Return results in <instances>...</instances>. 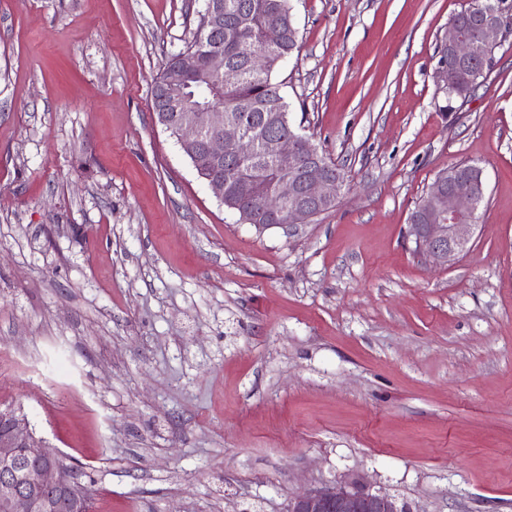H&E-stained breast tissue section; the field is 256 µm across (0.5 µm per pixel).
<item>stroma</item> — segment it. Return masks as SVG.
<instances>
[{"mask_svg":"<svg viewBox=\"0 0 512 512\" xmlns=\"http://www.w3.org/2000/svg\"><path fill=\"white\" fill-rule=\"evenodd\" d=\"M468 3L290 0L274 79L349 184L291 235L156 121L205 0H0V405L94 512H285L348 473L411 512H512V37L440 112ZM461 161L487 193L440 266L408 217ZM441 49L448 52V55L454 57L462 65L472 63L478 55L477 45L464 32V29L457 24H449L448 32L441 44ZM450 56H446L444 58L448 69L443 64L441 59H439L436 67L437 77L441 85V90L444 93H448L447 95L444 94L446 96L447 104L439 107L443 112L452 110L453 106L451 103L453 100L469 98L482 82L481 79L484 78V75L477 76L474 73L464 72L460 69L457 71L456 62ZM448 70L454 72L455 76L453 98L448 97L452 95L450 86L453 80V76Z\"/></svg>","mask_w":512,"mask_h":512,"instance_id":"obj_1","label":"stroma"}]
</instances>
